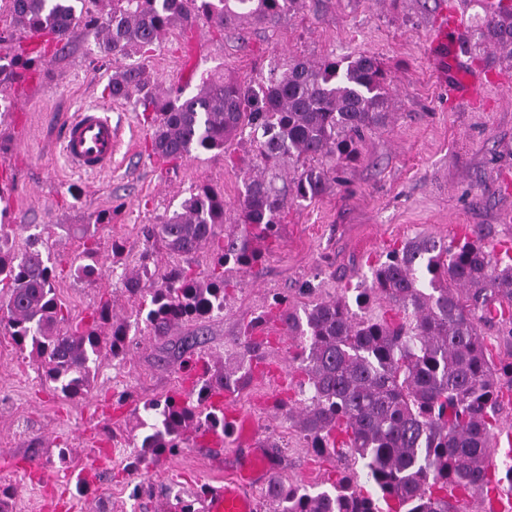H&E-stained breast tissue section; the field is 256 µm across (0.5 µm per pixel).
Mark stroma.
Instances as JSON below:
<instances>
[{"instance_id": "stroma-1", "label": "stroma", "mask_w": 512, "mask_h": 512, "mask_svg": "<svg viewBox=\"0 0 512 512\" xmlns=\"http://www.w3.org/2000/svg\"><path fill=\"white\" fill-rule=\"evenodd\" d=\"M480 2L306 0L298 13L272 24L220 31L200 19L190 29L170 30L149 58L131 56L159 85L181 87L190 96L209 73L255 86L292 59L368 54L388 74L394 118L368 133L360 160L345 166L328 193L289 203L277 241L250 271L234 273L236 287L223 312L177 325L162 339L132 328L134 348L123 361L102 359L83 397L67 399L44 384L35 359L0 329V485L16 490L9 512H40L45 491L69 501L72 512H180V498L195 495L201 480L233 476L246 452L235 435L224 443L220 468L210 463L214 449L195 445L159 464L130 469L144 402L184 385L182 337L200 334L205 352L220 356L272 294H287L297 306L312 296L354 301L358 290L370 287L371 269L387 251L417 236L450 239L479 230L487 250L512 245V62L495 52L465 54L441 69L427 52L443 8L464 9L470 21L482 14ZM112 67V59L100 55L94 31L81 28L67 50L33 67L24 82L0 86L10 102L0 120V155L8 168L0 189L11 198L0 220L28 223L52 263L64 268L82 251L72 225L95 224L101 212L110 218L96 224L101 279L55 284L76 323H90L103 300L118 316L131 314L135 303L122 273L143 249V226L179 209L197 185L222 191L228 216L236 217L245 178L240 160L254 153L249 141L238 138L225 153H204L174 168L149 157L150 130L134 104L109 101L103 93ZM467 74L493 77L479 90L480 107L456 94ZM89 104L111 105L120 147L110 171L80 175L61 155L58 128L63 115ZM295 348L288 336L272 337L266 370L255 372L228 401L252 421L261 445L278 443L275 474L324 489L353 463L316 456L274 409L275 399L295 393L288 373V353ZM90 448L100 450L102 465L80 495L75 481ZM63 449L72 463L60 461ZM137 484L145 491L131 496Z\"/></svg>"}]
</instances>
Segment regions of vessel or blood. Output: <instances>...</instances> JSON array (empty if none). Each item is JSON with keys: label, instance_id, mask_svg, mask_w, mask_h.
<instances>
[{"label": "vessel or blood", "instance_id": "obj_1", "mask_svg": "<svg viewBox=\"0 0 512 512\" xmlns=\"http://www.w3.org/2000/svg\"><path fill=\"white\" fill-rule=\"evenodd\" d=\"M59 144L73 171L98 174L111 170L112 157L118 147L111 110L89 106L66 116ZM240 427L241 438L250 451L239 459L232 478L206 484L197 499L198 512H255V503L245 489L252 483L266 480L273 464L264 456L252 426L244 421Z\"/></svg>", "mask_w": 512, "mask_h": 512}]
</instances>
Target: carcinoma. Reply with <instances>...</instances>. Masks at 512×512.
Returning a JSON list of instances; mask_svg holds the SVG:
<instances>
[{
    "label": "carcinoma",
    "mask_w": 512,
    "mask_h": 512,
    "mask_svg": "<svg viewBox=\"0 0 512 512\" xmlns=\"http://www.w3.org/2000/svg\"><path fill=\"white\" fill-rule=\"evenodd\" d=\"M304 2L0 0L10 13L9 27L0 31V52L9 50L20 67H0V85L21 80L30 69L27 40L42 37L37 54L44 61L61 52L82 25L100 34L99 53L113 60L105 94L140 109L153 127L148 148L156 159L175 166L194 153L222 152L244 134L256 144L239 200V233L224 234V194L208 184L144 229L145 249L123 277L125 291L140 302L138 315L157 338L224 310L233 287L230 267L251 269L260 255L254 243L277 240L288 201L312 200L332 188L336 167L358 160L364 131L389 121L392 98L384 69L366 54L291 60L262 77L256 91L213 74L190 97L180 89L160 90L144 67L121 60L132 50L151 52L177 23L188 27L203 17L220 30L249 20L269 23ZM471 36L474 46L512 59V6L483 15ZM285 160L293 173L278 188L277 167ZM105 223L99 215L94 225L74 230L83 259L68 267V277L90 282L102 275L95 226ZM14 237L0 224V325L20 351L36 357L54 390L79 398L87 392L92 366L126 355L129 322L115 319L106 300L91 312L92 325L68 324L40 236L28 235L21 251L13 247ZM158 245L176 260L162 272L150 269ZM205 251L211 261L201 276L190 259ZM377 298L387 309L373 317L353 313L344 298L295 308L286 296L272 297L233 340L223 369L198 374L189 366L196 401L169 394L143 405L155 422L130 466L179 454L193 431L232 436V423L209 400L249 385L266 344L256 331L274 319L300 339L288 364L300 393H309L303 400L279 401L277 410L296 424L316 455L361 464L374 492L358 488L354 474L319 491L275 477L266 491L268 512H452L450 488L462 495L489 484L512 491V464L490 469L503 389H512V361L494 362V343L481 331L497 324L512 339V249L500 257L467 236L406 240L375 267L372 287L355 303L365 309Z\"/></svg>",
    "instance_id": "1"
}]
</instances>
